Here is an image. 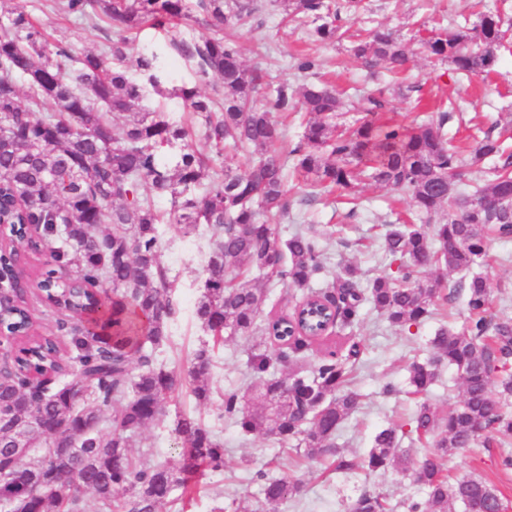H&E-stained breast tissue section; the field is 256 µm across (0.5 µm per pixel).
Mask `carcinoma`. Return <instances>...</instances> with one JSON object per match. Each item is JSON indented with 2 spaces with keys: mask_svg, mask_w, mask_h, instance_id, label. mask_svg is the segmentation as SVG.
Listing matches in <instances>:
<instances>
[{
  "mask_svg": "<svg viewBox=\"0 0 512 512\" xmlns=\"http://www.w3.org/2000/svg\"><path fill=\"white\" fill-rule=\"evenodd\" d=\"M370 0H280L283 11L313 24L312 42L342 37L345 17L369 10ZM199 10L220 26L199 40L175 37L173 53L193 71L196 85L179 96L202 127L211 154L186 143L188 130L138 111L142 88L131 81L124 63L131 54L129 33L144 26L165 27ZM63 10L93 28L112 29L98 51L72 55L47 40L26 6L0 18V226L7 235L27 224L40 228L42 246L76 275L40 280L47 296L75 323L62 324L76 355L63 358L50 335L31 337L27 354L12 377L0 379V508L23 503L26 512H158L182 503L205 471H224V446L210 427L191 415L178 417L174 432L181 446L175 466L133 454L144 428L161 419L163 404L188 384L200 404L211 400L212 348L198 349L186 377L165 370L154 353L168 339L175 314L167 270L159 261V216L152 197L173 200L172 218L186 227L206 226L211 239L203 267L204 292L196 314L214 342L224 336L263 333L276 353H253L248 365L259 383L248 398L236 390L223 395L222 415L242 433L261 434L291 448L309 462L335 464L338 470L371 472L404 464L396 455L399 428L379 431L366 459H349L336 447L340 424L358 408L360 395L349 388L360 350L346 356L323 354L312 371L278 375L277 366L297 360L317 336L293 334L288 316L261 322L269 295L265 284L316 295L313 288L332 278L326 293L335 303L333 328L359 322L364 302L400 331L430 319L447 288L466 291L469 317L459 328L442 324L431 352L408 368V394L426 395L451 368L461 380L458 402L440 415L423 403L412 416L413 432L438 452L423 459L417 482L424 496L408 512H492L497 488L477 477H449V462L488 430L512 436V317L489 308L490 287L477 274L452 285L448 273L469 272L486 256L488 236L512 238V159L504 143L512 121L493 135L473 138L463 157L448 141L456 107L437 109L424 123H375L387 111L383 91H362L345 105L340 93L308 81L317 61L296 59L305 78L300 91L286 84L268 89L262 72L246 67L231 31L258 21L254 0H64ZM506 31L500 15L480 12L473 25L429 31L420 38L426 54L447 64L457 78L487 76L498 61ZM354 55L377 67L397 84L409 70L410 50L395 33L369 29L353 45ZM137 68L156 92L154 59L140 55ZM212 86L213 93L200 91ZM357 112L354 127L337 130L333 118L343 109ZM303 112V135L290 152L277 147L280 133L273 113ZM128 115L122 125L114 118ZM181 143L173 166L158 153ZM255 147L258 158L243 173L223 167L226 150ZM500 159L482 184L464 179L470 166ZM320 190L337 188L350 203L360 184L371 181L410 202L409 221L389 224L382 246L397 275L365 283L359 268L346 264L332 273L324 236L298 229L288 239L277 234L288 216V169ZM205 187L204 194L195 190ZM448 208L446 218L438 215ZM445 274L421 279L427 269ZM5 329L24 332L27 316L19 309L0 317ZM52 370L63 379L41 391L34 373ZM42 453L34 455L35 449ZM53 477L59 490L39 491ZM267 506L274 509L296 496L301 485L259 470ZM349 512H387L382 497L360 495Z\"/></svg>",
  "mask_w": 512,
  "mask_h": 512,
  "instance_id": "carcinoma-1",
  "label": "carcinoma"
}]
</instances>
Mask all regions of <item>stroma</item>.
<instances>
[{
	"instance_id": "stroma-1",
	"label": "stroma",
	"mask_w": 512,
	"mask_h": 512,
	"mask_svg": "<svg viewBox=\"0 0 512 512\" xmlns=\"http://www.w3.org/2000/svg\"><path fill=\"white\" fill-rule=\"evenodd\" d=\"M260 22L240 29L236 41L248 67H259L271 85L285 83L298 87L301 79L293 67L297 56L307 54L319 62L316 79L330 88L359 87L367 91L384 89L395 119L405 123L427 120L428 107L451 100L459 109L452 123L456 129L455 145L469 149L470 134L477 129L490 130L512 118V38H505L498 54L494 72L487 78L460 83L434 66L423 52L419 39L422 30L474 22L481 7L501 11L512 20V0H373L371 13L349 18L341 39L313 43L306 39L304 26L283 21V11L275 0H260ZM35 21L45 24L53 38L63 40L74 52L97 49L104 43L106 30H98L66 16L57 4L33 8ZM396 31L413 54L412 71L424 85L423 92H409L394 86L388 76L370 73L361 60L350 52L353 34L373 27ZM215 30L213 21L194 13L168 32L148 26L134 31V51L156 55L158 77L167 90L160 96L146 91L141 102L143 111L159 113L169 122L184 125L191 133V144L200 151L209 145L200 127L176 96V88L193 86L191 70L176 59L169 48L172 36L199 39ZM163 217L160 225V261L168 272L171 295L178 304L171 324L168 342L157 352L159 362L177 375H185L190 354L210 344L207 331L195 317V307L204 292L202 268L209 251V234L205 228L186 234L171 218L170 196L154 200ZM404 201H394L390 191L374 183L361 186L360 207L355 217H348V208L337 195L315 194L301 181H293L287 218L277 226L280 238H288L296 225L315 224L336 227V234L327 244V257L332 269L348 262L356 263L364 279L391 273L390 259L376 246L364 248L357 236H371L381 225L394 222L399 211L407 209ZM489 257L480 266V273L491 289L492 311L512 315V241H492ZM437 323L426 321L418 330L407 334L396 331L379 312L364 308L358 324L334 329L321 341L312 344L309 363H317L329 350L346 354L351 344L360 348L359 361L353 373V386L363 395L359 410L339 427L336 442L348 455L365 456L376 432L391 425L406 424L416 408L407 393V366L414 355L426 354ZM265 337H237L225 342L216 355L211 384L214 392L238 390L250 393L256 378L250 373L247 360L254 352H272ZM219 401L197 404L189 389L178 388L164 403L160 422L149 425L141 434L137 451L153 450L154 458L177 464L178 439L173 424L180 415L191 414L213 427L224 445V470L204 473L186 512H240L252 508L259 512L261 494L252 477L257 470L274 476H285L302 483L300 493L280 506L279 512H349L351 504L365 492L385 497L391 512H407L411 499L422 490L415 481L413 465L428 454L429 449L415 434L400 436L398 453L409 459L411 469L392 468L373 474L359 470H335L330 464L300 465L293 453L279 447L273 440L259 435H243L229 419H220ZM503 448L475 446L461 450L450 462L454 476H474L494 483L500 493L505 512H512V469H504Z\"/></svg>"
}]
</instances>
